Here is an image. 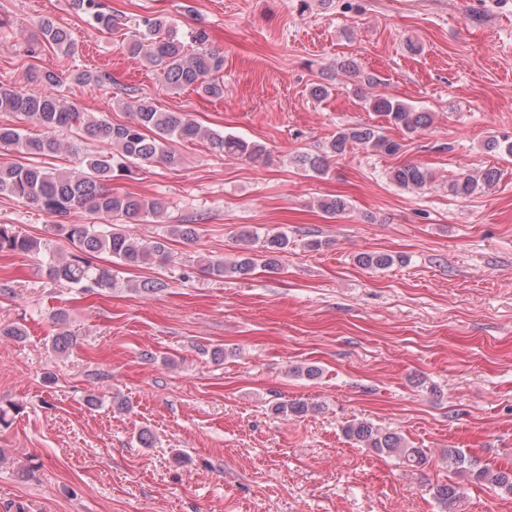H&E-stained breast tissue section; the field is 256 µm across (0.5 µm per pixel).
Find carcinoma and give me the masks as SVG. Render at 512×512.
<instances>
[{"label":"carcinoma","instance_id":"obj_1","mask_svg":"<svg viewBox=\"0 0 512 512\" xmlns=\"http://www.w3.org/2000/svg\"><path fill=\"white\" fill-rule=\"evenodd\" d=\"M76 13L91 27L104 33H122L125 52L161 70L166 85L174 90L191 89L198 95L219 99L224 96V55L210 47L208 34L198 28L191 32L194 48L189 50L170 17L158 13L142 17L135 27L124 22V15L113 10L104 0H71ZM37 40L66 55L76 47L67 29L45 17L38 22ZM31 82L54 87L60 76L51 70L32 71ZM73 80L83 85H100L112 81L102 72L81 71ZM369 107L382 120L408 134L416 133L431 122L427 112L382 94L368 99ZM0 112H18L40 128L30 136L22 129L0 125V146L10 147L21 160L0 163V195L26 200L53 219L58 236L74 247L68 256L52 255L45 261L46 276L54 281L75 286L83 291L110 290L114 284L112 267L98 266L90 257L105 253L112 262L127 267L163 265L170 259L168 242L176 239L192 241L196 230L191 224H169L167 235L144 241L133 236L128 226L148 219L164 218L165 205L158 199L112 191L116 177L130 178L135 171L150 163L176 166L180 157L173 144L181 141L205 140L211 150L227 157L258 161L267 155L266 147L234 134H226L201 126L184 112L159 109L153 99L141 97L130 106L131 120L112 124L95 114L82 112L74 104L54 93H28L0 86ZM69 131L83 140L105 141L109 149L88 154L77 168L64 169L47 165L45 158L61 149L59 134ZM361 147L368 152L395 155L402 145L389 138L382 128L372 125L346 127L336 133L320 154L296 155V165L306 173L323 175L328 160L346 149ZM498 177L495 169L459 173L448 184L454 196H471L492 187ZM398 186L425 191L431 188L432 173L406 163L391 172ZM76 210H85L105 219L108 224H71L68 217ZM288 233L268 234L260 251L248 250L233 261L202 258L199 271L207 276L224 278L244 276L257 267H268L274 255L288 252ZM47 243L22 235L12 224H0V252L19 253L33 257L45 256ZM359 263L371 269H384L395 263L390 254L372 253L359 257ZM344 436L361 448L397 460L408 468H419L428 461L424 448H415L396 432H386L367 421H350L343 428ZM448 472L454 479L431 487L432 495L442 512H458L468 485H487L503 494L512 495V468L484 465L461 448H450L445 454Z\"/></svg>","mask_w":512,"mask_h":512}]
</instances>
